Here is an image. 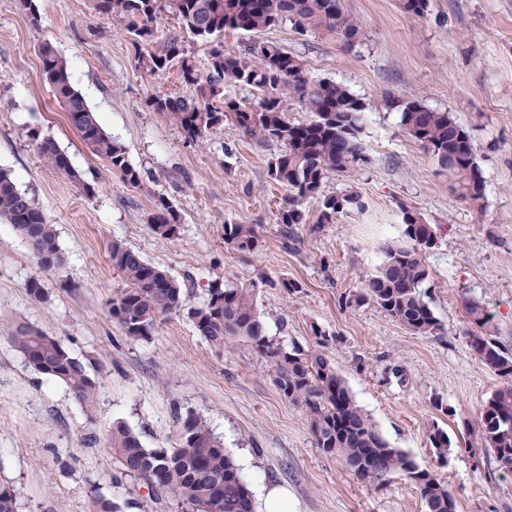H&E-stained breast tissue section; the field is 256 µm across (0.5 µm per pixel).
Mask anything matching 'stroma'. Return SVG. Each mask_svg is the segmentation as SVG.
<instances>
[{
    "mask_svg": "<svg viewBox=\"0 0 512 512\" xmlns=\"http://www.w3.org/2000/svg\"><path fill=\"white\" fill-rule=\"evenodd\" d=\"M32 25L17 0H0V169L33 197L55 224L61 268L45 269L10 224L0 223V486L15 491L19 512H88L92 490L155 512L143 483L119 478L105 444L86 447L82 406L67 387L31 369L13 346L11 323L23 319L61 340L99 383L98 436L124 422L145 447L178 442L176 412L203 415L240 465L252 496L286 487L293 512H426L401 478L377 488L360 481L335 455L314 445L303 408L284 398L269 359L247 342L218 352L186 314L162 319L151 339L126 337L110 306L121 281L109 260L119 238L167 271L192 305L216 282L252 286L265 332L274 342L325 351L352 396L391 446L433 470L457 512H512V473L499 469L479 439L480 408L503 382L469 345L478 328L466 300L494 316L496 340L512 350V0H427L423 15L400 0H343L366 27L364 45L334 35H296L284 25L265 36L300 56L313 81L333 80L364 102L367 163L354 175H331L329 195L357 193L363 210L316 225V200L303 203L305 224L282 236L284 190L266 179L278 144L244 136L234 121L190 143L150 106L153 98L192 95L177 68L145 75L139 50L120 17L96 0H37ZM151 50L179 36L206 71L209 49L182 35L172 14L154 22ZM51 42L72 82L104 130L126 149L143 186L134 188L94 155L41 78L37 47ZM415 97L452 113L468 132L487 181L481 206L458 198L448 173L403 131L389 97ZM53 139L87 183L80 190L37 152L31 133ZM180 215L175 237L148 227L152 194ZM415 209L436 232L421 292L440 322L413 333L375 306L347 307L359 275L374 268L376 246L399 239L402 208ZM228 224H253L259 242L239 252L224 242ZM40 279L45 297L29 295ZM299 282L290 293L282 279ZM452 441L437 456L428 435Z\"/></svg>",
    "mask_w": 512,
    "mask_h": 512,
    "instance_id": "stroma-1",
    "label": "stroma"
}]
</instances>
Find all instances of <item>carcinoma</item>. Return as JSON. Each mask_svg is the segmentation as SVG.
Masks as SVG:
<instances>
[{"mask_svg": "<svg viewBox=\"0 0 512 512\" xmlns=\"http://www.w3.org/2000/svg\"><path fill=\"white\" fill-rule=\"evenodd\" d=\"M97 7L123 18L134 44L145 47L139 55L145 73L155 74L177 62L180 79L194 87V94L156 97L151 107L187 139L204 141L211 129L231 115L248 137L283 146L268 162L266 178L288 192L278 217L284 234L291 236L294 226L306 223L302 210L306 199L319 202L318 224H335L351 208H363L359 195H327L322 187L330 175L351 174L365 159L360 138L365 104L334 81L311 82L300 56L261 37L263 32L289 24L299 36L323 28L350 48L361 45L367 40V31L346 10L343 0H97ZM166 9L181 30L211 46L206 75L198 73L175 39L162 54L147 49L157 14ZM228 30L252 33L254 38L237 51H226L220 41ZM37 52L42 79L85 144L125 183L143 187L141 174L129 162L125 148L105 132L96 112L74 87L66 60L50 42L40 43ZM228 83L250 87L254 102L246 105L224 96ZM295 100L315 118L291 121L288 111ZM392 103L401 111L400 123L408 137L448 171L454 193L481 206L486 180L468 133L450 113L432 109L419 99L395 98ZM31 139L61 176L88 190L52 139L40 140L35 135ZM152 200L151 232L162 238L174 237L177 210L161 195ZM0 220L12 225L30 245L41 266H61L55 225L2 170ZM402 223V240L379 248L376 267L360 275V286L346 297V304L370 303L414 333L433 334L440 324L421 288L429 276L426 258L436 243V233L418 212L407 207L402 209ZM224 243L240 252L254 250L258 244L255 225H224ZM109 253L112 269L122 283L112 297V317L125 335L148 340L160 319L185 311L199 335L218 350L236 341L251 343L273 364L280 393L304 408L315 447L336 455L356 478L376 487L394 477L405 479L419 492L427 512H457V502L444 482L408 453L392 447L354 400L322 350L325 333L315 331L319 337L316 348L288 349L266 336L256 289L217 284L203 304L192 306L174 278L146 262L124 241L113 240ZM465 311L470 322L481 329L470 336L475 355L496 376L512 381V353L492 338V317L475 300L465 303ZM10 339L34 371L65 384L88 419H94L98 385L83 361L56 337L26 322L14 325ZM178 421L179 444L174 448H147L125 423H112L105 442L121 476L143 482L152 499L173 512H254L247 483L207 420L189 411ZM479 423L482 446L493 453L501 470L512 472L511 385L496 391L480 409ZM429 441L441 456L452 447L448 433L438 427L430 432ZM131 507V502L121 504L98 490L91 491L90 512H124Z\"/></svg>", "mask_w": 512, "mask_h": 512, "instance_id": "cac0c4a2", "label": "carcinoma"}]
</instances>
